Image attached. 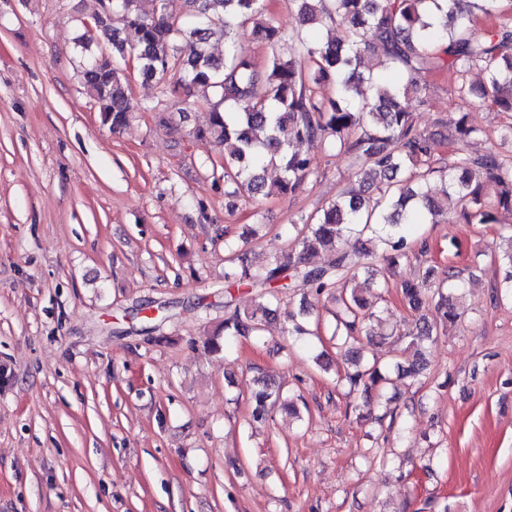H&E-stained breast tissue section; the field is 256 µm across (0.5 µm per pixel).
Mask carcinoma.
<instances>
[{
    "mask_svg": "<svg viewBox=\"0 0 512 512\" xmlns=\"http://www.w3.org/2000/svg\"><path fill=\"white\" fill-rule=\"evenodd\" d=\"M108 2L123 13L124 29H112ZM292 2L301 27L321 25L336 14L348 23L345 35L323 42L302 37L292 44L267 15L264 0H191L180 19L168 14L166 0H100V11L77 39L80 80L114 132L127 126L132 112L144 109L131 96L119 58H132L143 78L163 84V94L181 89L188 96L212 95L209 123L193 129L192 136L224 147L220 178L227 198L295 194L315 175L306 152L315 141L352 158L361 185L377 190V198L350 190L289 225L293 246L271 255L260 269L250 265L247 253L224 243L225 286L255 290L258 305L242 310L225 294L222 331L208 346L229 353L238 337L262 335L270 305L302 282L319 294L334 293L336 349L356 366L357 343L378 319L377 290L389 287L388 281L379 282L366 297L353 287L359 272L380 261L397 274L406 264L428 262L430 246L412 239V229L439 223L450 208L464 224H494L496 211H512V164L494 148L469 151L478 130L468 125L466 114L438 121L440 129L433 132L413 120L423 101L417 80L423 71L446 70L455 77L459 98L512 112V55L503 52L512 44V24L502 19L476 34L479 18L491 15L496 0ZM248 23V40L271 48L262 72L242 40ZM217 37L224 39L222 59L209 51ZM473 71L483 82L468 81ZM325 84L334 96L315 97L312 86ZM446 140L451 154L445 160L437 149ZM269 167L279 173L270 183ZM320 250L329 252L324 265L311 260ZM498 264L497 287L512 293V236ZM434 275L430 265L423 278L402 277L395 284L412 311L434 302L436 318L421 316L416 330L404 334L411 345L434 340L460 317L447 294L461 288L458 276L448 271L428 295ZM345 380L367 396L390 383L376 360L346 373ZM279 397L271 383L256 379L249 423H264Z\"/></svg>",
    "mask_w": 512,
    "mask_h": 512,
    "instance_id": "carcinoma-1",
    "label": "carcinoma"
}]
</instances>
